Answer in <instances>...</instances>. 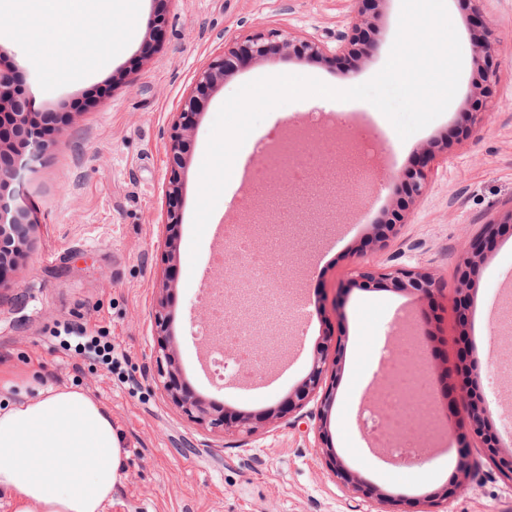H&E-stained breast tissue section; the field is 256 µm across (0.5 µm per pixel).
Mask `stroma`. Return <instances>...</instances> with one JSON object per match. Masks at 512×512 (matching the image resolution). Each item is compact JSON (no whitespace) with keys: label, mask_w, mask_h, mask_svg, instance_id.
<instances>
[{"label":"stroma","mask_w":512,"mask_h":512,"mask_svg":"<svg viewBox=\"0 0 512 512\" xmlns=\"http://www.w3.org/2000/svg\"><path fill=\"white\" fill-rule=\"evenodd\" d=\"M115 0L110 18L77 27L72 44L0 42L17 85L40 112L64 116L44 140L39 159L14 189L35 210L23 252L0 292V364L38 387L61 382L90 391L112 414L127 457L109 512H367L337 479L318 447L317 405L278 419L257 435L219 437L189 424L157 384L149 314L159 300L171 313V333L183 380L201 397L233 411L276 407L308 374L321 346L340 349V373L327 430L332 448L353 472L384 492L406 497V512H424L425 496L455 483L448 512H512V479L473 448L474 465L458 473L448 440L434 425L416 435L421 460L378 452V436L361 412L383 387L376 375L379 348H405V333H425L426 392L446 403L445 370L455 341L466 336L481 375L488 417L512 424L506 385L494 376L505 349L496 333L512 313V235L497 237L472 279L469 321L453 312L456 269L482 225L512 210V0H482L495 39L498 82L477 128L465 113L475 81L470 6L446 0L460 38L458 91L446 111L400 139L374 112L365 128L349 117L363 101L345 105L318 97L273 109L243 144L292 143L309 163L288 166L282 178L239 186L219 199L221 224H281L287 256L272 277L284 297L301 290L306 324L271 345L273 331L256 335L270 348L277 376L250 384L214 382L201 369L193 338L201 305L221 280L210 234L192 251L199 172L212 124L225 100L261 77L293 74L327 84H361L385 65L395 39L401 0H384L375 30L354 73L335 60L307 62L279 53L225 78L204 102L179 171L181 222L167 231V146L181 100L198 72L225 45L277 30L316 37L329 48L349 34L352 0ZM105 54L107 68L86 76L89 58ZM447 139L446 152L428 167L423 195L384 247L368 245L376 224L396 207V179L412 169L429 145ZM376 272L414 267L429 272L440 291L425 304L402 293L364 285L359 268Z\"/></svg>","instance_id":"1"}]
</instances>
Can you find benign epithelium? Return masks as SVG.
I'll use <instances>...</instances> for the list:
<instances>
[{"label": "benign epithelium", "instance_id": "1", "mask_svg": "<svg viewBox=\"0 0 512 512\" xmlns=\"http://www.w3.org/2000/svg\"><path fill=\"white\" fill-rule=\"evenodd\" d=\"M354 15L351 16L352 35L348 42L332 51L322 41L316 38H295L280 32L256 33L241 42H235L224 49V55L212 61L202 69L196 80L194 91L187 96L177 112V119L170 137V177L166 189V198L175 199L181 193V183L178 180V169L185 164L184 146L186 137L193 130L203 107L204 93L211 91L224 83V78L234 67L237 58L248 54L254 60L261 59L272 47L277 46L289 56L300 60L318 61L330 56L349 64L359 63L355 52L361 42L368 39L367 33L373 26L368 14L367 5H379L381 0H353ZM481 0H470L473 17L472 67L477 81L473 93L476 94L475 105L465 113L467 122L476 125L490 106L493 87L497 81V73L493 68L492 53L494 44L489 39L486 22L481 18L479 8ZM31 101H14L9 90V75L0 71V188L13 179L17 163L14 161L13 143L16 137L24 139V149L29 151L28 159L35 160L41 153L40 141L29 137L31 124L42 119L52 120L56 115L52 112L30 111ZM431 155L405 173L402 193L404 200L397 204V209L391 217L381 225L375 242L381 243L387 236L395 233L397 225L401 224L403 212L420 197L426 187L428 162ZM30 224L28 208L17 204L11 210H0V266L3 265L14 245L15 238L23 236L25 226ZM512 224V210L501 221L482 225L479 234L472 237L462 257L458 268V287L455 288L454 306L460 320L469 318V307L466 301L471 297L472 275L478 263L484 258V245L494 239L501 228ZM359 277L367 282L382 285L399 292L412 294L420 299H431L438 293L436 280L428 273L417 268H393L387 272L374 274L362 271ZM152 323L153 336L156 339L155 354L158 367L159 386L165 396L173 403L179 412L191 423L202 429H219L222 432H232L245 437H252L263 425L282 414L299 412L312 398L317 400V415L319 420L317 433L320 444L325 448L326 462L333 474L339 478L351 493L364 502L378 505L376 512H403L400 506L404 503V495L388 494L373 482L349 470L341 458L332 450L323 424L331 411L336 390L338 375V360L327 363L328 348H323L314 360L313 366L301 385L288 394V400L278 408L268 411L262 416L235 413L216 407L191 392H185L176 387L173 378L180 372L175 357V350L170 340V317L164 304H158L149 313ZM328 386H323V383ZM480 378L477 370L463 369L454 383V399L449 406V415L455 418L449 426L450 436L459 441L457 468L464 472L470 466V448L467 440H479L485 455L493 462L498 470L512 479V448L503 445L500 432L480 409Z\"/></svg>", "mask_w": 512, "mask_h": 512}]
</instances>
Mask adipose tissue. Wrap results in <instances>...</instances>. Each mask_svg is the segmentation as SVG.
<instances>
[{
  "label": "adipose tissue",
  "instance_id": "ef3b65f1",
  "mask_svg": "<svg viewBox=\"0 0 512 512\" xmlns=\"http://www.w3.org/2000/svg\"><path fill=\"white\" fill-rule=\"evenodd\" d=\"M13 26L32 43L66 44L78 23L111 16L112 0H15ZM0 494L6 512H108L123 478L120 435L88 391L58 384L27 394L0 368Z\"/></svg>",
  "mask_w": 512,
  "mask_h": 512
}]
</instances>
